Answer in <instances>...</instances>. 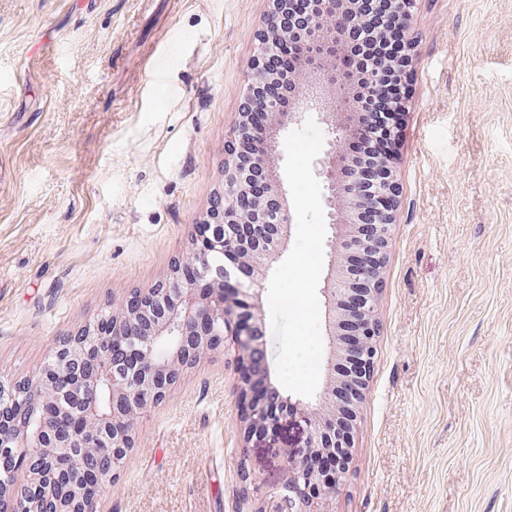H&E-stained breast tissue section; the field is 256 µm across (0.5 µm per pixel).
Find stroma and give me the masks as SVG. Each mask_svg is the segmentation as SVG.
Instances as JSON below:
<instances>
[{"label":"stroma","mask_w":512,"mask_h":512,"mask_svg":"<svg viewBox=\"0 0 512 512\" xmlns=\"http://www.w3.org/2000/svg\"><path fill=\"white\" fill-rule=\"evenodd\" d=\"M272 0H0V381L191 249ZM377 358L333 512H512V0H414ZM236 354L144 409L97 512H235Z\"/></svg>","instance_id":"obj_1"}]
</instances>
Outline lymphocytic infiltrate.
<instances>
[{
  "mask_svg": "<svg viewBox=\"0 0 512 512\" xmlns=\"http://www.w3.org/2000/svg\"><path fill=\"white\" fill-rule=\"evenodd\" d=\"M314 4L315 0H288L287 11L278 13L277 24L287 29L288 36L270 41L269 50L283 63L275 67L269 81L254 85L244 101L254 124L265 125L270 104L287 101L303 76V69L285 66L284 61L291 57L295 39L305 31ZM343 12L358 16V23L340 31L330 30L327 39L349 45L355 72L351 105L360 133L344 145L343 171L349 193L357 199L348 221L354 226L361 250L346 262L347 271L354 274L370 266L377 248L375 226L384 208L381 191L389 177L386 159L395 153L404 124L405 102L412 92L410 7L403 2L392 4L391 0H345ZM342 308L347 317L341 325V339L347 350L336 366L341 378L336 388V419L346 423L362 394L361 386L352 379L357 362L350 348L358 309L356 294L347 295Z\"/></svg>",
  "mask_w": 512,
  "mask_h": 512,
  "instance_id": "f902f5d3",
  "label": "lymphocytic infiltrate"
}]
</instances>
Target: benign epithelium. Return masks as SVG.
Listing matches in <instances>:
<instances>
[{
	"label": "benign epithelium",
	"mask_w": 512,
	"mask_h": 512,
	"mask_svg": "<svg viewBox=\"0 0 512 512\" xmlns=\"http://www.w3.org/2000/svg\"><path fill=\"white\" fill-rule=\"evenodd\" d=\"M272 63L258 54L251 64L252 82L264 81ZM315 112L325 117L331 134L329 150L317 161L316 173L327 192V218L335 220L336 204L345 203L336 182V167L343 159L345 141L356 133L352 112L342 108L340 99L323 97L317 84L295 93L294 111L288 123ZM224 183L235 186L231 206L211 209L212 237L203 247H194L173 269L181 271L176 296H170V278L147 289H134L121 308L112 313V336L126 340L127 355L136 366L111 356L106 337L98 330L83 328L58 338L39 375L15 383L0 381V512H96L94 495L84 483L57 486L63 469L81 473L84 456L79 451L99 448L111 438L112 453L119 456L131 447L137 415L159 401L168 386L201 354L219 345L226 336L238 350L240 385L237 407L244 427L246 447L281 449V463L291 473L288 487L272 492L255 512H332L331 497L345 474L346 465L334 462L333 470L322 475L304 469L302 452L336 447V401L322 396L313 403L292 402L293 414L284 422L266 417L256 387L258 335L256 316L246 308L243 297H261L260 281L253 279L255 265L266 255L263 246L240 243L235 226L256 218L268 195L278 188L274 182L256 184L234 162L224 167ZM354 238L331 239L329 262H345L356 251ZM217 255L242 254L240 265L206 267L198 264L201 252ZM384 262L365 274L369 301L363 310L358 354L365 374L371 376L377 349L379 324L377 294L382 285ZM206 279L209 291L200 293L197 282ZM97 344L95 369L83 372L85 347ZM26 471L18 481L19 470Z\"/></svg>",
	"instance_id": "1"
}]
</instances>
